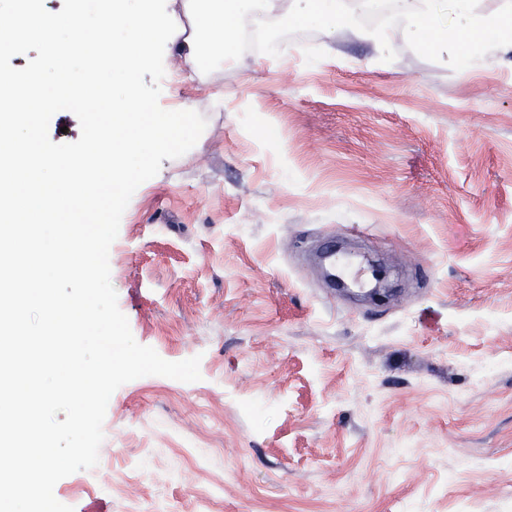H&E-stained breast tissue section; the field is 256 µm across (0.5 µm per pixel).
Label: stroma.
I'll list each match as a JSON object with an SVG mask.
<instances>
[{
  "instance_id": "stroma-1",
  "label": "stroma",
  "mask_w": 512,
  "mask_h": 512,
  "mask_svg": "<svg viewBox=\"0 0 512 512\" xmlns=\"http://www.w3.org/2000/svg\"><path fill=\"white\" fill-rule=\"evenodd\" d=\"M320 31L187 74L207 125L133 194L109 251L135 340L201 378L120 386L74 512H512V56ZM333 240L379 304L329 288Z\"/></svg>"
}]
</instances>
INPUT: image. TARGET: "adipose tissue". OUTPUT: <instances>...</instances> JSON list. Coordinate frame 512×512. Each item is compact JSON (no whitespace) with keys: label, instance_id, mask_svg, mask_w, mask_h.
<instances>
[{"label":"adipose tissue","instance_id":"1","mask_svg":"<svg viewBox=\"0 0 512 512\" xmlns=\"http://www.w3.org/2000/svg\"><path fill=\"white\" fill-rule=\"evenodd\" d=\"M341 13L338 0H294L292 11H283L281 0H258L253 25L266 38H274L287 16L314 15L335 21ZM391 28L407 37H417L422 27H430L432 41L450 59L464 60L466 68L478 67L475 57H464L463 46L471 36H480L487 54H512V0L495 15L482 13L478 0H401L389 17Z\"/></svg>","mask_w":512,"mask_h":512}]
</instances>
